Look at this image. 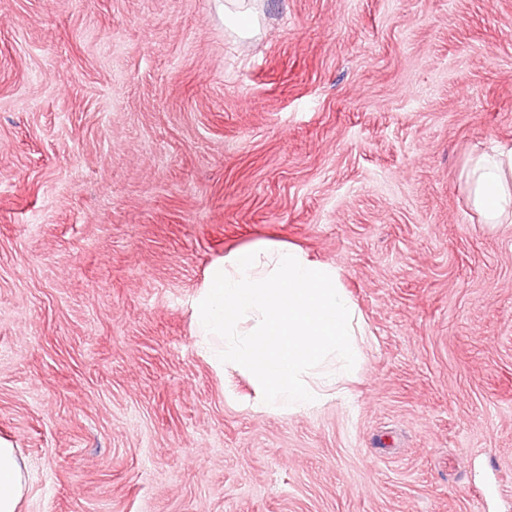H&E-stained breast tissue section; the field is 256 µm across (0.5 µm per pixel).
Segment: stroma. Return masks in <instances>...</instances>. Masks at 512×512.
Returning a JSON list of instances; mask_svg holds the SVG:
<instances>
[{
	"label": "stroma",
	"mask_w": 512,
	"mask_h": 512,
	"mask_svg": "<svg viewBox=\"0 0 512 512\" xmlns=\"http://www.w3.org/2000/svg\"><path fill=\"white\" fill-rule=\"evenodd\" d=\"M0 0V437L21 512H512V0ZM333 266L346 399L247 404L193 331L208 266ZM224 4V24L231 28L240 38L251 37L257 29V19L249 8L230 9L231 5H241L244 0H227ZM469 204L492 228L512 221V148L479 152L463 172ZM28 490L25 461L18 448L0 439V512H20Z\"/></svg>",
	"instance_id": "obj_1"
}]
</instances>
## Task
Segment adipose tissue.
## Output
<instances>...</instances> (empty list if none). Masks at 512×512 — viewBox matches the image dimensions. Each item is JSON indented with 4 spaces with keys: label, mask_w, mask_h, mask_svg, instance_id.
Wrapping results in <instances>:
<instances>
[{
    "label": "adipose tissue",
    "mask_w": 512,
    "mask_h": 512,
    "mask_svg": "<svg viewBox=\"0 0 512 512\" xmlns=\"http://www.w3.org/2000/svg\"><path fill=\"white\" fill-rule=\"evenodd\" d=\"M469 204L491 227L512 222V148L480 152L463 172ZM28 490L25 461L17 448L0 439V512H20Z\"/></svg>",
    "instance_id": "ef3b65f1"
}]
</instances>
